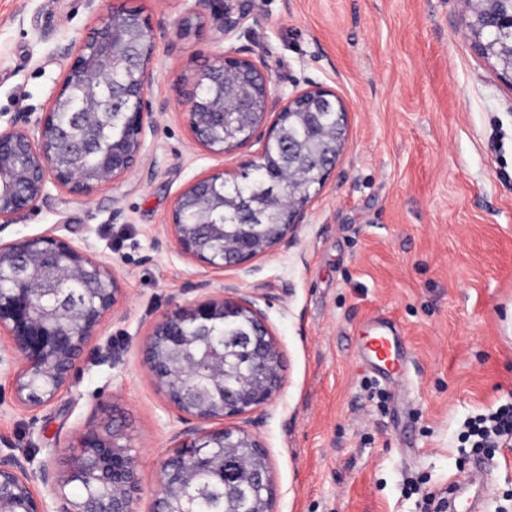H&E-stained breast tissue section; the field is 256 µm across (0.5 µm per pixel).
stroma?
I'll return each instance as SVG.
<instances>
[{"label": "stroma", "mask_w": 512, "mask_h": 512, "mask_svg": "<svg viewBox=\"0 0 512 512\" xmlns=\"http://www.w3.org/2000/svg\"><path fill=\"white\" fill-rule=\"evenodd\" d=\"M234 43L203 12L180 34L186 0H0V121L46 111L71 51L102 14L138 9L156 33L157 115L148 157L92 197L50 189L11 228L53 231L111 260L121 293L54 402L31 408L0 371V450L63 473L79 434L115 418L136 455V512H152L172 439L239 427L266 453L274 512H422L476 460L486 512H512V447L463 446L464 421L512 402V84L478 53L463 0H246ZM266 51L275 93L331 90L347 113L335 168L290 236L250 270L211 269L171 233L195 178L236 175L258 155L216 156L193 140L179 96L195 69L232 45ZM162 249H154V239ZM256 297L282 355L281 385L253 413H181L143 365L157 323L193 283ZM393 319L409 353L398 384L357 356L362 325Z\"/></svg>", "instance_id": "obj_1"}]
</instances>
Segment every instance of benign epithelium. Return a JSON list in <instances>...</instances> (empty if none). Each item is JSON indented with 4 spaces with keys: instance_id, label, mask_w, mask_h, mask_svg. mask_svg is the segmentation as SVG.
<instances>
[{
    "instance_id": "obj_1",
    "label": "benign epithelium",
    "mask_w": 512,
    "mask_h": 512,
    "mask_svg": "<svg viewBox=\"0 0 512 512\" xmlns=\"http://www.w3.org/2000/svg\"><path fill=\"white\" fill-rule=\"evenodd\" d=\"M464 2L471 12L468 30L475 46L484 56L496 59L503 73L512 78V45L497 50L482 42L478 25L489 23L511 35L512 0ZM248 17L240 5L225 7L219 40L237 38ZM155 50L154 28L142 12L114 11L74 51L48 110L33 121L15 118L0 125V278L15 283L9 291L0 290V331L23 354V364L14 374L15 393L31 407L53 402L69 386L76 357L114 307L120 288L101 258L50 235L11 239L7 231L46 195L48 186L91 197L124 178L143 160L154 111L168 108L165 98L156 108L147 99L155 83ZM183 105L192 138L214 155L233 151L224 145V118L235 110L245 108L262 116L241 139L244 145L282 139L287 134L282 125L286 115L316 128L324 112H336V130L320 164L310 167L300 149L288 150L284 161L291 174L288 200L270 204L284 216L273 241L266 240L250 200L224 196L222 170L197 178L176 198L171 228L181 252L209 268L245 269L261 253L288 241V233L304 223L311 194L336 166L346 111L333 92L319 85L286 97L274 93L268 62L246 46L196 69ZM272 113L275 119L270 122ZM226 207L246 218L241 225L245 240L227 246L224 225L209 219L212 211ZM187 209L195 210L197 224L206 225L209 237L199 236L196 224L183 222ZM69 282L93 288L86 296L67 295L61 308L44 311L41 299L63 293ZM240 314L258 322L264 333L232 336L225 345L231 348L254 341L259 374L234 391L189 387L188 379L202 367L207 378L222 384L224 351L212 349L210 338L216 325ZM144 363L174 406L201 419L250 414L271 400L281 382L280 352L257 299L230 286L222 287L220 294L181 304L161 320L145 347ZM37 379L47 385L34 394L30 386ZM73 447L77 448L74 461L64 475L56 478L49 470L43 471L51 494L66 503L63 512H102L94 496L80 503L68 500L65 487L71 483L101 488L110 503L107 512H135L140 483L123 426L114 419L90 429L75 438ZM238 447L253 449L254 461L245 469V481L260 496L259 512H272L274 489L259 440L244 430L228 428L179 436L163 467V490L155 497L153 512H187L175 506L192 481V470L184 463L186 450H192L196 460L206 461L214 448ZM0 512H49L32 487L22 457L12 452L0 453Z\"/></svg>"
}]
</instances>
